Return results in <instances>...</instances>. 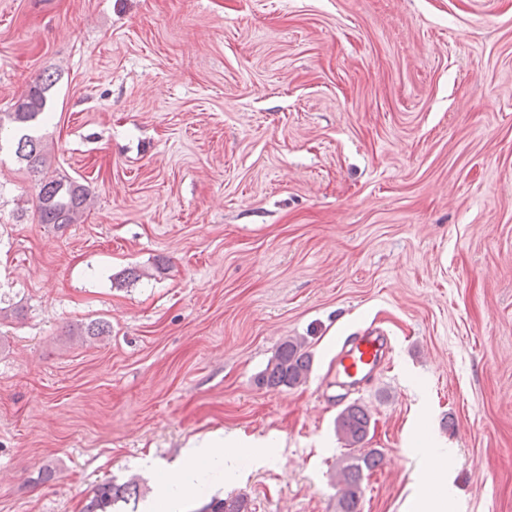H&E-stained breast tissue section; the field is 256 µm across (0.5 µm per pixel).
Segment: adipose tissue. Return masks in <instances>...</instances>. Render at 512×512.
<instances>
[{
  "label": "adipose tissue",
  "mask_w": 512,
  "mask_h": 512,
  "mask_svg": "<svg viewBox=\"0 0 512 512\" xmlns=\"http://www.w3.org/2000/svg\"><path fill=\"white\" fill-rule=\"evenodd\" d=\"M193 463L189 466L177 464L163 468L161 492L157 503L163 504L167 512H180L184 500L215 470H236L241 458H249L257 464H265L270 450L263 441H246L235 435L214 433L187 448ZM415 468L426 474L429 487L419 498L420 512H445L443 504L448 483V451L444 448H416L410 454Z\"/></svg>",
  "instance_id": "ef3b65f1"
}]
</instances>
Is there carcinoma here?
Segmentation results:
<instances>
[{"mask_svg": "<svg viewBox=\"0 0 512 512\" xmlns=\"http://www.w3.org/2000/svg\"><path fill=\"white\" fill-rule=\"evenodd\" d=\"M53 85L51 76L36 78L28 92L11 105V111L0 114V123L7 121L16 133L15 155L26 162L29 170L39 176L36 210L40 223L51 224L57 229L76 224L82 218L89 201L88 188L67 176L48 175L44 172L45 160L40 141L30 134L33 126L46 114L47 92ZM110 333V325L95 319L79 325L73 335L88 341ZM302 338L283 341L268 361L259 377V383L268 388L297 387L304 384L311 370V356L305 350ZM371 419L359 405L346 407L336 418V431L346 445L354 449L367 437ZM375 465V451L353 454L339 473L342 485L338 499L339 512H359L362 495L363 470ZM140 479L126 481L109 480L96 485L83 512H116L121 505L139 496ZM246 501L241 497L211 501L200 512H245Z\"/></svg>", "mask_w": 512, "mask_h": 512, "instance_id": "obj_1", "label": "carcinoma"}]
</instances>
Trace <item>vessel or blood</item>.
Listing matches in <instances>:
<instances>
[{
  "label": "vessel or blood",
  "instance_id": "b4317fda",
  "mask_svg": "<svg viewBox=\"0 0 512 512\" xmlns=\"http://www.w3.org/2000/svg\"><path fill=\"white\" fill-rule=\"evenodd\" d=\"M388 344L389 339L382 332L371 331L343 347L329 365L337 384L356 387L364 383L383 365Z\"/></svg>",
  "mask_w": 512,
  "mask_h": 512
}]
</instances>
